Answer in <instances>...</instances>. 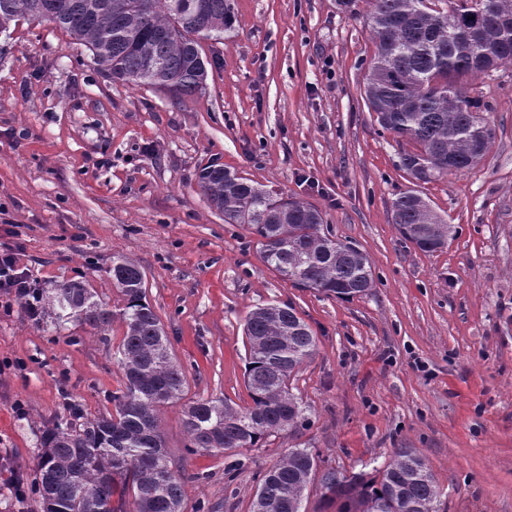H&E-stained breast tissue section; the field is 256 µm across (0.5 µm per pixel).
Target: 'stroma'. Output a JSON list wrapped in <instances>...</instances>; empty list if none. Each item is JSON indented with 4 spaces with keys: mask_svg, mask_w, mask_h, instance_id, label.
I'll return each instance as SVG.
<instances>
[{
    "mask_svg": "<svg viewBox=\"0 0 512 512\" xmlns=\"http://www.w3.org/2000/svg\"><path fill=\"white\" fill-rule=\"evenodd\" d=\"M231 3V29L200 42L204 87L180 105L112 80L49 23L0 35V211L21 232L0 229V251L22 244L40 287L82 280L116 311L113 258L141 267L186 377L182 402L160 411L189 478L182 512H250L262 473L291 448L348 475L412 448L439 485L436 512H512V65L469 80L496 128L481 163L416 185L363 100L375 52L364 0ZM210 164L317 208L369 257L371 290L328 297L269 268L247 227L204 196ZM412 187L456 229L443 250L419 251L393 222L392 201ZM265 304L293 305L316 337L294 382L308 426L188 454L183 402L249 404L243 324ZM124 333L118 317L101 335L0 312V512H42L36 497L16 502L8 471L34 480L46 421L111 412Z\"/></svg>",
    "mask_w": 512,
    "mask_h": 512,
    "instance_id": "1",
    "label": "stroma"
}]
</instances>
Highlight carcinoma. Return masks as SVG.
Instances as JSON below:
<instances>
[{
	"instance_id": "carcinoma-1",
	"label": "carcinoma",
	"mask_w": 512,
	"mask_h": 512,
	"mask_svg": "<svg viewBox=\"0 0 512 512\" xmlns=\"http://www.w3.org/2000/svg\"><path fill=\"white\" fill-rule=\"evenodd\" d=\"M375 53L364 76V98L379 126L407 144L398 167L428 183L476 167L495 139L493 127L468 94L464 78L512 63V0H494L490 25L457 0L458 29L448 37L450 0H367ZM19 17L63 29L85 44L112 80L153 86L180 103L207 77L198 39L232 24L230 0H0V34ZM496 47L493 66L479 61L481 43ZM200 187L224 223L245 224L264 262L298 287L339 299L373 287L372 265L356 247L324 230L315 208L254 183L220 165L199 173ZM402 237L425 253L454 237L414 189L392 202ZM112 285L124 298L126 333L116 357L125 389L111 396L114 412L83 422H49L35 462L34 492L43 512H100L116 500L121 512H181L185 474L165 448L158 412L181 399L186 379L170 352L163 324L145 295L139 266L117 257ZM42 316L102 330L112 309L79 281H62L45 295ZM248 342L245 383L251 403L224 399L188 404L182 423L187 451L253 448L263 439L307 425L292 380L311 358L316 338L291 305H262L244 324ZM318 459L294 448L262 476L251 512H305V491L320 475L336 512H424L439 488L425 459L398 448L384 470L345 475L318 472Z\"/></svg>"
}]
</instances>
